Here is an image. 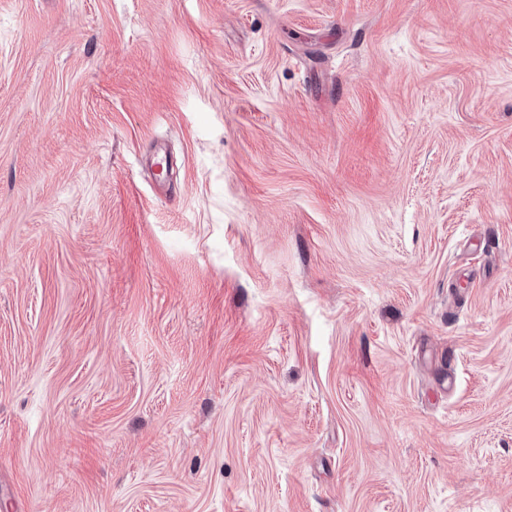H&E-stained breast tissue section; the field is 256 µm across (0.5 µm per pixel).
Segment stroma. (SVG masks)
<instances>
[{"mask_svg": "<svg viewBox=\"0 0 512 512\" xmlns=\"http://www.w3.org/2000/svg\"><path fill=\"white\" fill-rule=\"evenodd\" d=\"M0 512H512V0H0Z\"/></svg>", "mask_w": 512, "mask_h": 512, "instance_id": "obj_1", "label": "stroma"}]
</instances>
